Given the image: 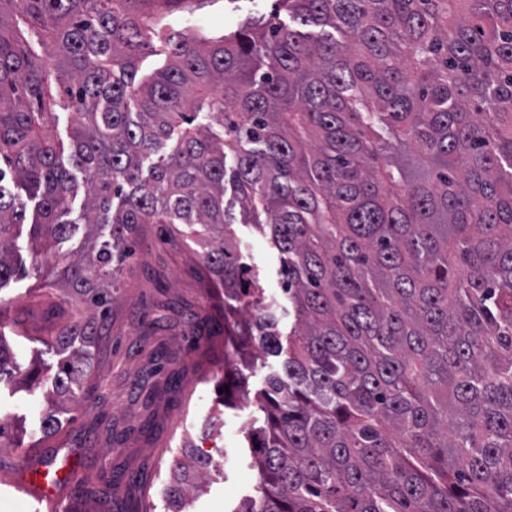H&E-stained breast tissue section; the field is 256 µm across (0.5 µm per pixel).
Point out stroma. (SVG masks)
<instances>
[{"label":"stroma","mask_w":512,"mask_h":512,"mask_svg":"<svg viewBox=\"0 0 512 512\" xmlns=\"http://www.w3.org/2000/svg\"><path fill=\"white\" fill-rule=\"evenodd\" d=\"M273 0H186L181 11L154 9L173 29L230 31L253 16H269ZM244 263L263 286L289 331L293 311L280 291V255L260 229L234 224ZM193 240L160 224L144 225L108 313L83 343L91 370L80 384L75 411L54 410L47 385L30 389L23 372L55 363L60 325L80 307L58 289L27 276L0 289V334L20 365L12 392L0 395V415L11 417L24 436L18 448H0V463L19 470L35 450L57 452L74 465L65 488L71 512H170L172 463L182 448L208 464V482L187 512H234L254 495L258 474L245 438L262 426L257 393L279 367L258 357L244 370L245 383L232 402L222 394L224 370L235 364L224 345V317ZM152 404H145V395ZM56 411L61 422L42 437L39 420Z\"/></svg>","instance_id":"stroma-1"}]
</instances>
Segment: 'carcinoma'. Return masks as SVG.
I'll return each mask as SVG.
<instances>
[{"mask_svg": "<svg viewBox=\"0 0 512 512\" xmlns=\"http://www.w3.org/2000/svg\"><path fill=\"white\" fill-rule=\"evenodd\" d=\"M133 2L0 0V285L29 223L89 313L58 333L57 395L77 401L76 341L142 225L185 227L224 289V346L280 359L236 512H512V0H275L297 26L209 37ZM236 205L281 255L285 343ZM15 366L0 338V382ZM175 466L182 512L207 464Z\"/></svg>", "mask_w": 512, "mask_h": 512, "instance_id": "1", "label": "carcinoma"}]
</instances>
